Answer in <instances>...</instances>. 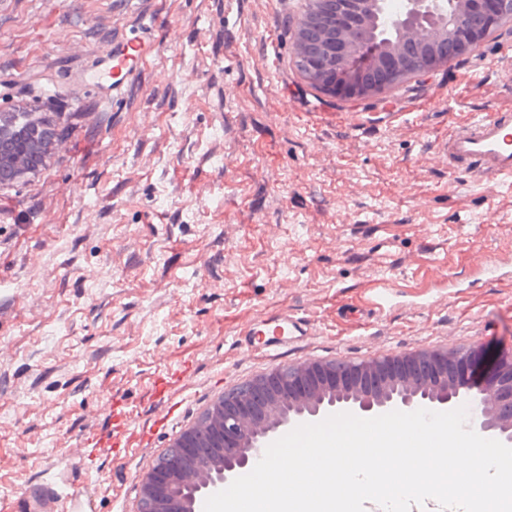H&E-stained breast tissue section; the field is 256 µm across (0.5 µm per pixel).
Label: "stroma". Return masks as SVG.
<instances>
[{"label":"stroma","mask_w":512,"mask_h":512,"mask_svg":"<svg viewBox=\"0 0 512 512\" xmlns=\"http://www.w3.org/2000/svg\"><path fill=\"white\" fill-rule=\"evenodd\" d=\"M302 4L0 0V112L61 94L72 124L47 170L0 192V497L84 482L99 512H136L169 444L274 367L512 344V277L474 265L512 260V187L427 160L470 113L512 111V31L344 101L293 69ZM144 23L158 52L120 100L95 94L98 54ZM284 311L312 334L241 346ZM187 365L154 428V380ZM107 399L150 428L143 447L80 451Z\"/></svg>","instance_id":"1"}]
</instances>
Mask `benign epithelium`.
<instances>
[{"label": "benign epithelium", "instance_id": "1", "mask_svg": "<svg viewBox=\"0 0 512 512\" xmlns=\"http://www.w3.org/2000/svg\"><path fill=\"white\" fill-rule=\"evenodd\" d=\"M317 17L297 18L316 36L295 52L306 81L336 98L387 92L421 66L431 76L512 27V0H319ZM468 402L480 433L512 446V348L483 344L363 362L279 366L224 394L184 431L142 481L138 512H195L211 488L253 466L267 442L329 411L412 412Z\"/></svg>", "mask_w": 512, "mask_h": 512}]
</instances>
